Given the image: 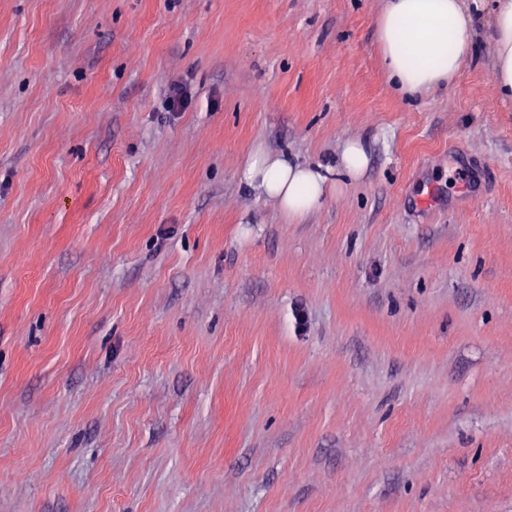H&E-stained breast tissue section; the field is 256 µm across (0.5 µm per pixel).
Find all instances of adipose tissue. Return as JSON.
Wrapping results in <instances>:
<instances>
[{
	"label": "adipose tissue",
	"mask_w": 512,
	"mask_h": 512,
	"mask_svg": "<svg viewBox=\"0 0 512 512\" xmlns=\"http://www.w3.org/2000/svg\"><path fill=\"white\" fill-rule=\"evenodd\" d=\"M384 62L397 85L418 92L445 86L457 76L473 40L471 10L463 0H389L376 21ZM424 43L427 57L414 59L411 48ZM496 82L512 93V0L493 19ZM247 182H260L288 216L297 218L318 207L325 196L326 178L316 169L254 154L244 169Z\"/></svg>",
	"instance_id": "1"
}]
</instances>
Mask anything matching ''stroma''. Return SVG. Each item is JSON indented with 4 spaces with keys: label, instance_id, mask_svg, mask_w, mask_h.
<instances>
[{
    "label": "stroma",
    "instance_id": "35a3bbf8",
    "mask_svg": "<svg viewBox=\"0 0 512 512\" xmlns=\"http://www.w3.org/2000/svg\"><path fill=\"white\" fill-rule=\"evenodd\" d=\"M501 2L407 96L385 0H0V512H512ZM243 175L247 182H260L288 216L294 218L318 207L327 190L326 178L318 170L285 161L271 162L260 153L248 160Z\"/></svg>",
    "mask_w": 512,
    "mask_h": 512
}]
</instances>
